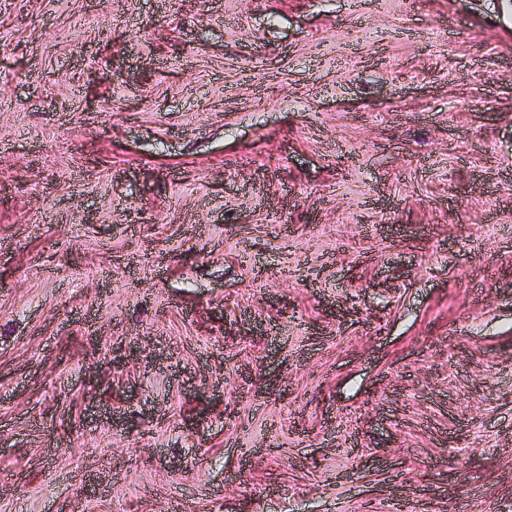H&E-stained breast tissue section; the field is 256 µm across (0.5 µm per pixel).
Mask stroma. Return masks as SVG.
I'll list each match as a JSON object with an SVG mask.
<instances>
[{
	"label": "stroma",
	"instance_id": "stroma-1",
	"mask_svg": "<svg viewBox=\"0 0 512 512\" xmlns=\"http://www.w3.org/2000/svg\"><path fill=\"white\" fill-rule=\"evenodd\" d=\"M0 512H512V0H0Z\"/></svg>",
	"mask_w": 512,
	"mask_h": 512
}]
</instances>
